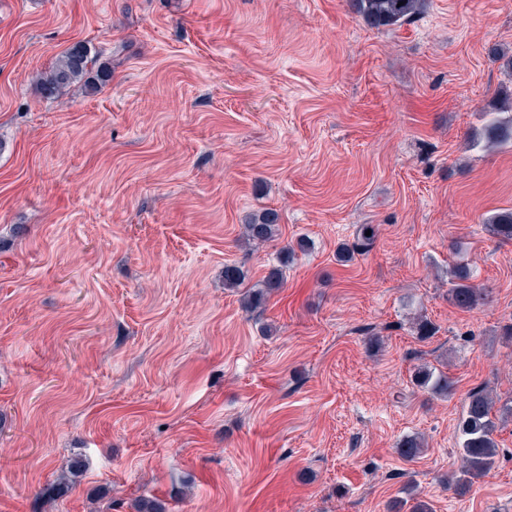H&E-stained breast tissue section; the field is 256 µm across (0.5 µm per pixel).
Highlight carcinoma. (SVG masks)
Returning a JSON list of instances; mask_svg holds the SVG:
<instances>
[{
  "instance_id": "cac0c4a2",
  "label": "carcinoma",
  "mask_w": 512,
  "mask_h": 512,
  "mask_svg": "<svg viewBox=\"0 0 512 512\" xmlns=\"http://www.w3.org/2000/svg\"><path fill=\"white\" fill-rule=\"evenodd\" d=\"M404 5H398V2ZM352 10L375 27L400 25L423 9L424 0H348ZM93 60L88 48L77 43L45 72L36 76L34 89L43 99H54L64 95L69 88L84 82L89 91L95 92L107 81L108 75L100 71L90 77ZM484 138L492 146H503L512 141V116L504 118L493 113L483 128ZM273 212L255 214L244 224L247 240L263 244L276 235L278 224ZM492 233L503 241H512V210H505L486 220ZM283 274L272 270L261 286L243 293L245 307L258 309L264 305L266 294L282 286ZM486 299L483 289L472 283L470 269L465 264L448 268V302L460 310H470ZM417 387L432 395L449 396L453 384L443 372L427 365L420 366L414 374ZM512 414V401L496 407V400L484 387L471 390L465 399L462 419L459 423V457L461 466L454 478L457 489L465 491L492 471L497 456L498 444L494 433L498 429L499 415ZM423 451L422 441L415 436L406 437L400 445V454L407 460L416 459Z\"/></svg>"
}]
</instances>
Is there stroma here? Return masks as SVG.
Wrapping results in <instances>:
<instances>
[{"instance_id":"obj_1","label":"stroma","mask_w":512,"mask_h":512,"mask_svg":"<svg viewBox=\"0 0 512 512\" xmlns=\"http://www.w3.org/2000/svg\"><path fill=\"white\" fill-rule=\"evenodd\" d=\"M78 42L108 82L40 98ZM511 59L512 0H0V512H512V417L448 484L467 393L512 399V144H471ZM228 265L284 286L248 310ZM441 360L446 398L413 383ZM398 2L404 5L397 7ZM352 10L374 27L401 25L417 16L424 0H348ZM485 224L501 240L512 241V210H505L490 216ZM273 212L252 215L244 224V234L248 241L263 244L276 235L278 224ZM470 269L465 264H455L448 269V301L460 310H470L486 299L483 288L471 282Z\"/></svg>"}]
</instances>
